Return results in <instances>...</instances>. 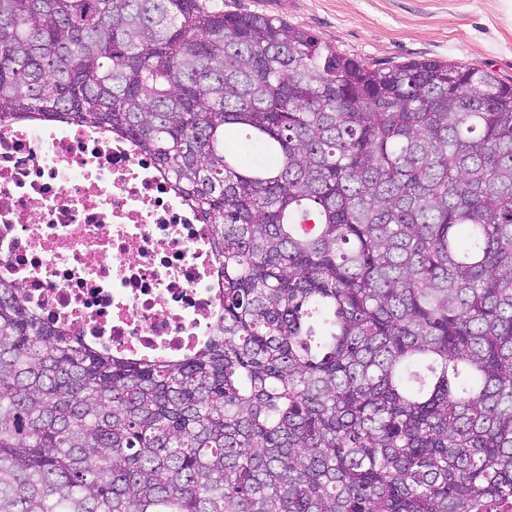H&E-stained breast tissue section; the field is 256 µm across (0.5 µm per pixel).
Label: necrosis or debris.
<instances>
[{
  "label": "necrosis or debris",
  "mask_w": 512,
  "mask_h": 512,
  "mask_svg": "<svg viewBox=\"0 0 512 512\" xmlns=\"http://www.w3.org/2000/svg\"><path fill=\"white\" fill-rule=\"evenodd\" d=\"M209 225L153 160L84 125H0V278L85 345L174 363L224 314Z\"/></svg>",
  "instance_id": "1"
}]
</instances>
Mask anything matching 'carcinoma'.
Listing matches in <instances>:
<instances>
[{
  "mask_svg": "<svg viewBox=\"0 0 512 512\" xmlns=\"http://www.w3.org/2000/svg\"><path fill=\"white\" fill-rule=\"evenodd\" d=\"M94 126L211 225L174 364L0 281V512H484L512 500V84L224 0H0V124Z\"/></svg>",
  "mask_w": 512,
  "mask_h": 512,
  "instance_id": "obj_1",
  "label": "carcinoma"
}]
</instances>
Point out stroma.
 Returning a JSON list of instances; mask_svg holds the SVG:
<instances>
[{
    "mask_svg": "<svg viewBox=\"0 0 512 512\" xmlns=\"http://www.w3.org/2000/svg\"><path fill=\"white\" fill-rule=\"evenodd\" d=\"M377 61H462L512 81V0H224Z\"/></svg>",
    "mask_w": 512,
    "mask_h": 512,
    "instance_id": "35a3bbf8",
    "label": "stroma"
}]
</instances>
